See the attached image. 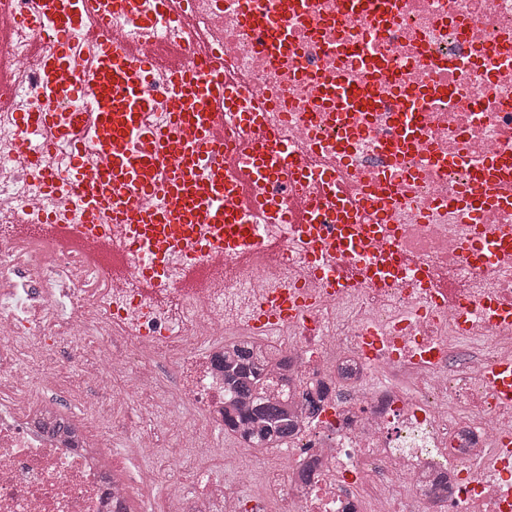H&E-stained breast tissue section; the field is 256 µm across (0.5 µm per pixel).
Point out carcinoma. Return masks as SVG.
I'll return each mask as SVG.
<instances>
[{
	"label": "carcinoma",
	"instance_id": "cac0c4a2",
	"mask_svg": "<svg viewBox=\"0 0 512 512\" xmlns=\"http://www.w3.org/2000/svg\"><path fill=\"white\" fill-rule=\"evenodd\" d=\"M263 368L248 345L224 350V386L233 397L224 412V430L238 434L254 448H275L294 436L296 424L276 399L261 393ZM323 392L306 393L302 410L309 417L322 408Z\"/></svg>",
	"mask_w": 512,
	"mask_h": 512
}]
</instances>
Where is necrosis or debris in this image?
<instances>
[{
    "instance_id": "obj_1",
    "label": "necrosis or debris",
    "mask_w": 512,
    "mask_h": 512,
    "mask_svg": "<svg viewBox=\"0 0 512 512\" xmlns=\"http://www.w3.org/2000/svg\"><path fill=\"white\" fill-rule=\"evenodd\" d=\"M199 22L224 26V49L236 75L279 94L285 136L297 137L306 115L326 112L320 87L342 75L375 98L364 138L349 164L370 179L393 175L383 146L394 136L399 92L425 99L427 124L403 160L415 175L399 196V246L429 280L416 288H379L357 280L322 299L298 323L268 334L240 326L245 311L273 282L311 285L307 261L290 245L246 268L226 261L213 285L181 288V253L169 259L164 287L144 291L141 260L128 254L121 274L81 266L47 225L18 221L36 202L37 173L15 156V115L37 105L35 50L18 30L0 53L16 63L10 101L0 102V512H116L131 488L192 476L185 492L157 512H262L243 491L238 457L210 439L224 429L225 347L241 341L273 346L281 367L266 391L298 411L308 390L325 392L321 412L299 419L298 433L277 451L264 486L281 512H512V410L489 387L492 364L512 355V333L492 320L512 309V264L487 269L474 239L443 210L469 183L468 163L512 148V0H402L379 35L367 17L338 22L341 0H313L292 22L296 57L263 60L243 0H194ZM112 29L130 43H162L172 29L145 26L116 12ZM70 309L62 315L60 306ZM116 332L95 346L82 342L103 326ZM69 348L79 373L56 356ZM92 380L102 395L94 420L62 414L46 388ZM183 412L176 445L161 451L143 429L146 389ZM138 398L133 416L113 412ZM141 425L139 454L113 479L104 465L114 432ZM223 476H214L216 467Z\"/></svg>"
}]
</instances>
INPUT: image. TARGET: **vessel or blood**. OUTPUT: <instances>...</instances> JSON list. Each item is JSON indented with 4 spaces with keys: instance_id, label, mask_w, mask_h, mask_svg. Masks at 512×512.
Here are the masks:
<instances>
[{
    "instance_id": "b4317fda",
    "label": "vessel or blood",
    "mask_w": 512,
    "mask_h": 512,
    "mask_svg": "<svg viewBox=\"0 0 512 512\" xmlns=\"http://www.w3.org/2000/svg\"><path fill=\"white\" fill-rule=\"evenodd\" d=\"M134 0H38L24 11L17 0H0V42L24 27L40 41L37 61L44 96L51 108L36 106L17 113V153L38 171L45 195L53 200L40 209L41 223L70 242L86 262L113 268L124 265L125 252L142 258V285H165L172 251H183L184 288L197 291L214 280L226 260L252 263L273 242L269 224L283 225L289 241L305 255L310 274L328 290L349 287L337 270L351 261L377 287L422 284L424 270L400 260L399 230L388 210L389 186L375 184L355 196L344 173L342 148L325 151L320 170H310L295 144L279 138L263 103L264 92L244 91L224 77L222 45L205 46L202 35L174 0H155V17L168 18L183 36L169 41L176 59L168 63L170 90L164 123L148 125L143 116L152 102L143 88L160 57L152 44L132 45L113 33V12L129 11ZM256 21L262 56L287 53L291 21L309 8L308 0H248ZM99 25L96 65L84 72L73 35L87 17ZM325 95L350 113L362 99L343 80L327 84ZM252 105L240 109L243 96ZM98 101L94 144L100 158L89 165L78 135L85 117L65 112L64 103ZM426 114L403 101L394 114L401 147L418 142ZM70 141V161L63 174L45 171L43 153L53 142ZM320 186L318 199L300 194L308 181ZM284 184L287 196L272 194ZM456 207L479 213L512 207V151L486 160L471 190ZM112 214L111 229L101 226L103 211ZM485 255L512 254V227L483 235ZM315 295L298 285L275 286L244 321L247 330L268 333L297 323L314 309Z\"/></svg>"
}]
</instances>
